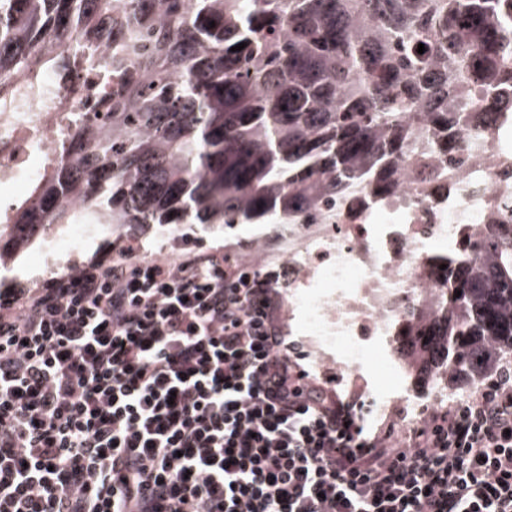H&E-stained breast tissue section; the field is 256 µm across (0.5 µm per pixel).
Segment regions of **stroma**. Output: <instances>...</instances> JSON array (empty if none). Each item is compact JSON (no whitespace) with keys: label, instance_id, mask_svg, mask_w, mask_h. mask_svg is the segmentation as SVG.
Masks as SVG:
<instances>
[{"label":"stroma","instance_id":"stroma-1","mask_svg":"<svg viewBox=\"0 0 512 512\" xmlns=\"http://www.w3.org/2000/svg\"><path fill=\"white\" fill-rule=\"evenodd\" d=\"M280 230L273 224H186L177 237H168L161 225H130L122 232L107 233L98 225H89L74 254L55 265L40 260L42 243L22 252L7 270L0 272V291L8 288H41L55 277L93 261L109 258L117 242L137 240L143 255H170L194 248L230 250L244 256L246 245L258 236L278 239Z\"/></svg>","mask_w":512,"mask_h":512}]
</instances>
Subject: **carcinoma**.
I'll return each mask as SVG.
<instances>
[{"label":"carcinoma","mask_w":512,"mask_h":512,"mask_svg":"<svg viewBox=\"0 0 512 512\" xmlns=\"http://www.w3.org/2000/svg\"><path fill=\"white\" fill-rule=\"evenodd\" d=\"M80 64L118 90L61 118L0 212V266L51 226L311 224L338 197L386 201L392 161L453 149L454 87L491 106L512 86V0H0V101ZM411 112L434 138H405ZM428 276L434 310L408 313L397 351L415 390L466 391L512 353V223L460 235Z\"/></svg>","instance_id":"1"}]
</instances>
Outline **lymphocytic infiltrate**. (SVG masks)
Returning a JSON list of instances; mask_svg holds the SVG:
<instances>
[{"label":"lymphocytic infiltrate","instance_id":"lymphocytic-infiltrate-1","mask_svg":"<svg viewBox=\"0 0 512 512\" xmlns=\"http://www.w3.org/2000/svg\"><path fill=\"white\" fill-rule=\"evenodd\" d=\"M277 281L124 246L0 295V512H512V372L365 436L304 380Z\"/></svg>","mask_w":512,"mask_h":512}]
</instances>
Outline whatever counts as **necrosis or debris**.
<instances>
[{
  "instance_id": "1",
  "label": "necrosis or debris",
  "mask_w": 512,
  "mask_h": 512,
  "mask_svg": "<svg viewBox=\"0 0 512 512\" xmlns=\"http://www.w3.org/2000/svg\"><path fill=\"white\" fill-rule=\"evenodd\" d=\"M89 70L46 75L23 87L0 113V183H30L41 156L58 144L57 117L81 112ZM459 111L471 120L453 137L460 156L434 155L437 179L417 175L413 156L392 166L394 187L386 205L371 209L361 196L331 210L325 224H289V306L300 307L314 368L330 364L347 388L367 397L360 423L385 421L395 407L408 409L407 425L421 412L410 390L394 335L409 311H426L436 285L426 273L432 258L448 251L462 231L479 232L512 210V96L495 106L477 90L455 91Z\"/></svg>"
}]
</instances>
